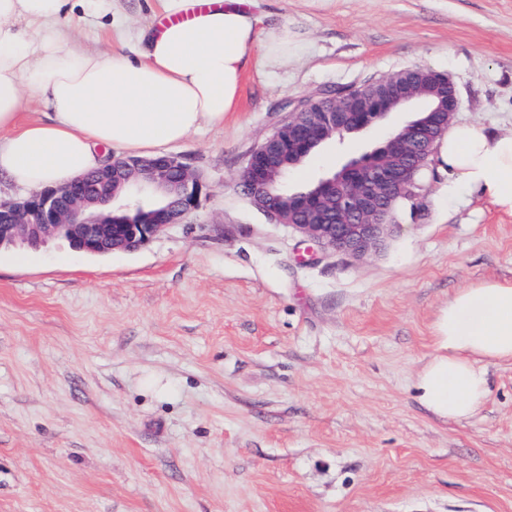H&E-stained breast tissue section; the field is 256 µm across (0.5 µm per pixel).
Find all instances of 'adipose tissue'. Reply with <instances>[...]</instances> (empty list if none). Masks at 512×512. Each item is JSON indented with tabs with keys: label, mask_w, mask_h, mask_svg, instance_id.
<instances>
[{
	"label": "adipose tissue",
	"mask_w": 512,
	"mask_h": 512,
	"mask_svg": "<svg viewBox=\"0 0 512 512\" xmlns=\"http://www.w3.org/2000/svg\"><path fill=\"white\" fill-rule=\"evenodd\" d=\"M168 22L127 49L111 0H0V177L28 190L69 184L110 152L157 154L234 111L243 69L288 33L261 31L249 0H158ZM106 17L105 51L67 41L82 15ZM42 118L20 124L29 103ZM448 193L466 187L512 213V132L459 123L438 144ZM512 362V283L460 289L435 323L434 354L413 388L438 418L462 422L485 401V365Z\"/></svg>",
	"instance_id": "adipose-tissue-1"
}]
</instances>
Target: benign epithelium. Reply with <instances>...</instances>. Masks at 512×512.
Segmentation results:
<instances>
[{
    "label": "benign epithelium",
    "instance_id": "7a95c632",
    "mask_svg": "<svg viewBox=\"0 0 512 512\" xmlns=\"http://www.w3.org/2000/svg\"><path fill=\"white\" fill-rule=\"evenodd\" d=\"M346 93L333 108L321 104L320 94L294 103L288 117L252 150L241 181L259 210L306 237L322 256L360 260L386 245L396 227L397 201L407 198L415 217L427 215L412 163L434 155L459 99L450 81L442 88L422 78L418 68ZM414 102L421 104L416 119L322 177L318 192L287 198L271 193L285 170L283 153L301 160L313 145L363 131ZM201 190L199 177L173 156L118 157L66 186L0 202V249L19 243L36 247L56 236L89 256L134 250L183 223Z\"/></svg>",
    "mask_w": 512,
    "mask_h": 512
}]
</instances>
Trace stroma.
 I'll return each mask as SVG.
<instances>
[{
    "mask_svg": "<svg viewBox=\"0 0 512 512\" xmlns=\"http://www.w3.org/2000/svg\"><path fill=\"white\" fill-rule=\"evenodd\" d=\"M302 52L255 54L223 125L166 146L198 206L141 248L0 251V512H512V364L474 416L412 384L461 288L512 282V214L447 175L360 260L307 261L238 186L288 104L404 69L447 75L454 119L512 131V0H253ZM411 112L310 155L370 151Z\"/></svg>",
    "mask_w": 512,
    "mask_h": 512,
    "instance_id": "obj_1",
    "label": "stroma"
}]
</instances>
